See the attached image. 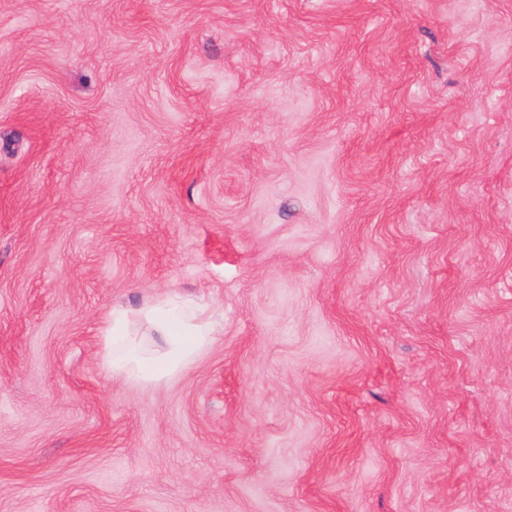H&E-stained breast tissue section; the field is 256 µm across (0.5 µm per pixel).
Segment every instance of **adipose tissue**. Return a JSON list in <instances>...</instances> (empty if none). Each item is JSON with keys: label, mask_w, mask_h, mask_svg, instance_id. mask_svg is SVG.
I'll list each match as a JSON object with an SVG mask.
<instances>
[{"label": "adipose tissue", "mask_w": 512, "mask_h": 512, "mask_svg": "<svg viewBox=\"0 0 512 512\" xmlns=\"http://www.w3.org/2000/svg\"><path fill=\"white\" fill-rule=\"evenodd\" d=\"M216 334L204 305L179 296L113 308L103 336L113 374L151 388L190 366Z\"/></svg>", "instance_id": "1"}]
</instances>
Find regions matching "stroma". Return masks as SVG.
<instances>
[{
    "instance_id": "35a3bbf8",
    "label": "stroma",
    "mask_w": 512,
    "mask_h": 512,
    "mask_svg": "<svg viewBox=\"0 0 512 512\" xmlns=\"http://www.w3.org/2000/svg\"><path fill=\"white\" fill-rule=\"evenodd\" d=\"M0 512H512V0H0ZM148 326L146 334L138 327ZM138 336H157L147 344ZM216 336L207 307L179 296L138 309L114 307L103 336L112 374L151 388L179 375Z\"/></svg>"
}]
</instances>
